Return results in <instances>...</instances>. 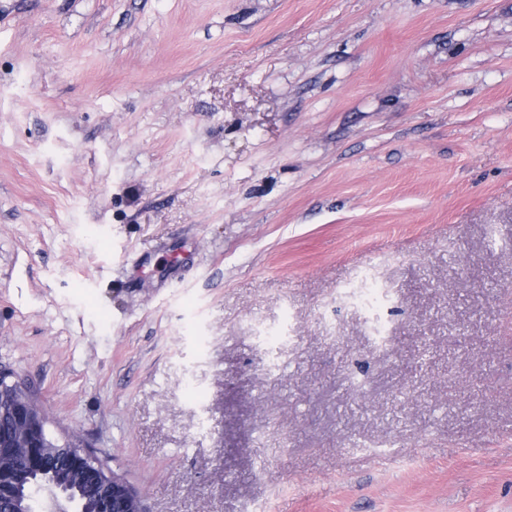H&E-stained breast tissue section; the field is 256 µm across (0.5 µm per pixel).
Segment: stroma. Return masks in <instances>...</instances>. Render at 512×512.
I'll return each instance as SVG.
<instances>
[{
  "mask_svg": "<svg viewBox=\"0 0 512 512\" xmlns=\"http://www.w3.org/2000/svg\"><path fill=\"white\" fill-rule=\"evenodd\" d=\"M0 371L148 512H512V0H0ZM355 288H358L357 291L354 292L355 300L363 306L369 314L375 317L378 316L381 302L377 282L370 277H365Z\"/></svg>",
  "mask_w": 512,
  "mask_h": 512,
  "instance_id": "stroma-1",
  "label": "stroma"
}]
</instances>
